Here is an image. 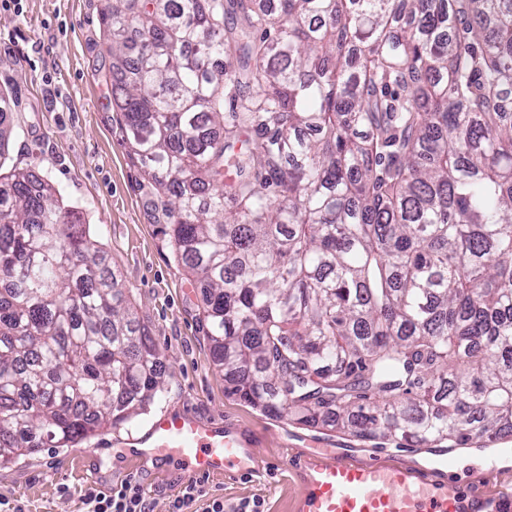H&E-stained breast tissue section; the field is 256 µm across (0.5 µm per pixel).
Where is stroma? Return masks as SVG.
I'll list each match as a JSON object with an SVG mask.
<instances>
[{
    "label": "stroma",
    "instance_id": "obj_1",
    "mask_svg": "<svg viewBox=\"0 0 512 512\" xmlns=\"http://www.w3.org/2000/svg\"><path fill=\"white\" fill-rule=\"evenodd\" d=\"M104 6L105 0H20L14 8L0 6V90L14 102L6 165L44 176L64 204L77 207L131 290L137 317L165 363L164 390L129 426L102 430L74 448H44L0 467V498L24 512H85L88 488L129 479L154 512H168L187 485V474L170 462L133 464L119 443L147 416L165 411L248 430L266 473L235 481L212 478L207 491L228 504L261 499L266 512H296L302 484L288 466L290 449L349 448L361 462L386 452L413 466L431 459L427 448H397L297 425L226 393L201 320L204 292L177 265L128 157L120 116L112 110L104 80Z\"/></svg>",
    "mask_w": 512,
    "mask_h": 512
}]
</instances>
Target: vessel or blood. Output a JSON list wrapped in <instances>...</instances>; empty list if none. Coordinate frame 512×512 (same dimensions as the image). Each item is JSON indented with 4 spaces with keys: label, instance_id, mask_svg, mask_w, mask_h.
I'll list each match as a JSON object with an SVG mask.
<instances>
[{
    "label": "vessel or blood",
    "instance_id": "1",
    "mask_svg": "<svg viewBox=\"0 0 512 512\" xmlns=\"http://www.w3.org/2000/svg\"><path fill=\"white\" fill-rule=\"evenodd\" d=\"M137 461H178L192 476L235 480L259 474L247 431L186 413L154 416L125 441ZM303 485L298 512H512V491L464 488L382 456L357 461L346 448L289 455Z\"/></svg>",
    "mask_w": 512,
    "mask_h": 512
}]
</instances>
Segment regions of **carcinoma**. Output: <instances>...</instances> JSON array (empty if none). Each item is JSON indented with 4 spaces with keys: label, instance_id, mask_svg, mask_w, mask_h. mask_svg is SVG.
Here are the masks:
<instances>
[{
    "label": "carcinoma",
    "instance_id": "cac0c4a2",
    "mask_svg": "<svg viewBox=\"0 0 512 512\" xmlns=\"http://www.w3.org/2000/svg\"><path fill=\"white\" fill-rule=\"evenodd\" d=\"M106 0L112 107L225 390L400 448L512 433V0ZM0 464L164 390L75 209L6 169Z\"/></svg>",
    "mask_w": 512,
    "mask_h": 512
}]
</instances>
